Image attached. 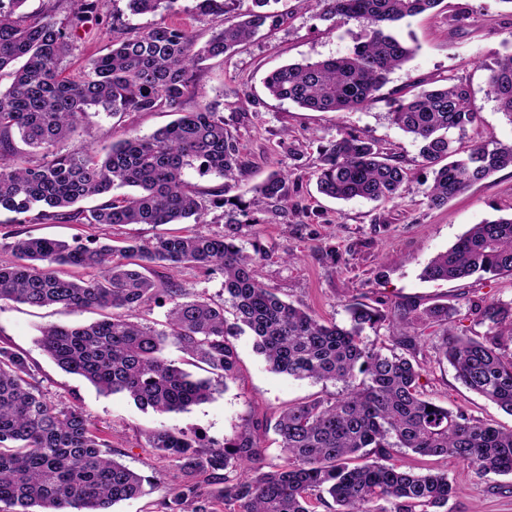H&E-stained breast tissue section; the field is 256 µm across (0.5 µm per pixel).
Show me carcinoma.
<instances>
[{
  "instance_id": "1",
  "label": "carcinoma",
  "mask_w": 512,
  "mask_h": 512,
  "mask_svg": "<svg viewBox=\"0 0 512 512\" xmlns=\"http://www.w3.org/2000/svg\"><path fill=\"white\" fill-rule=\"evenodd\" d=\"M28 0H0V72L13 81L0 89V210L15 224L60 221L89 226L205 224L206 207L189 171L232 179L245 167L224 115L211 105L182 112L199 65L223 56L263 29L280 26L281 0H252L244 19L224 24L235 0H198L215 20L200 44L165 21L177 0H127L133 15H151L137 30L120 14L108 17L112 45L75 76L62 75L72 32L99 19L107 0H54L47 13L22 11ZM326 20L362 27L344 56L282 66L264 79L268 93L312 112H349L367 106L415 49L391 29L437 8L442 0H313ZM499 108L512 120V54L488 78ZM167 109L177 118L149 136L126 133L105 153L61 154L66 140L94 110L122 117ZM391 121L419 142L433 168L426 198L440 208L472 185L512 167V142L459 145L477 113L467 87L447 83L391 103ZM318 191L342 201H392L406 179L401 165L361 135L348 133L320 150ZM289 174L279 169L255 187L254 202L213 192L212 206L227 209L218 233L172 232L149 240L94 247L3 233L12 259L0 262V302L31 307L91 308L112 315L89 325L41 328L42 349L68 373L99 391L125 393L143 409L178 413L208 400L212 379H194L166 354L174 346L221 382L238 374L234 337L248 331L270 369L297 379L340 383L344 392L281 412L273 429L282 464L267 462L259 425L224 445L207 447L175 427L147 436L145 447L174 460L178 471L157 512H432L448 502L453 482L444 472L415 473L390 462V449L419 456H452L487 475L512 474V429L453 412L423 397L416 353L421 337L413 319L352 300L349 324L324 320L281 300L259 280L268 258L243 229L262 223L258 205L288 216ZM99 196L90 210L76 204ZM185 266L218 270L224 301L191 296L175 279ZM163 267L161 284L150 277ZM512 275V215L470 228L424 268L429 281L474 274ZM170 305L163 328L130 321L127 314L152 301ZM233 309V321L225 307ZM490 329L512 334V302L477 307ZM388 323L392 347L364 342L366 328ZM442 356L470 390L512 415V358L494 338L481 342L444 329ZM112 441L77 406L57 407L36 383L27 359L0 346V512H111L144 493L145 477L119 462Z\"/></svg>"
}]
</instances>
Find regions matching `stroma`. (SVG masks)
<instances>
[{
	"instance_id": "obj_1",
	"label": "stroma",
	"mask_w": 512,
	"mask_h": 512,
	"mask_svg": "<svg viewBox=\"0 0 512 512\" xmlns=\"http://www.w3.org/2000/svg\"><path fill=\"white\" fill-rule=\"evenodd\" d=\"M285 18L272 33L259 34L237 51L207 61L194 74L195 90L182 111L212 104L224 115L225 127L238 141L246 164L231 182L230 195L251 200L253 188L280 167L292 170L299 183L290 187L292 200L316 213L313 221L296 223L264 214L254 231L270 258L259 270L260 279L283 300L327 319L344 323L345 304L367 297L380 309L413 305L418 310L447 306L454 310L457 333L485 340L490 330L475 310L478 302H512V275L471 276L449 282L420 277L425 265L447 250L473 225L512 214V168L471 186L432 208L425 190L433 179L423 166L418 145L394 125L389 101L420 84L428 89L447 82L468 87L478 114L468 127L465 144L512 142V119L500 111L489 92L488 77L502 55L512 52V5L506 0H443L438 9L403 20L397 38L416 52L376 94L372 103L352 112H308L270 97L263 86L266 74L284 64L317 61L348 53L358 41L360 28L322 20L318 9L305 0H282ZM73 52L64 60L66 73L77 72L88 59L111 43L109 25L94 20L79 26ZM169 111L132 112L122 122L89 114L72 137L60 145L63 153L88 148L102 150L131 130L149 135L168 124ZM354 133L376 142L401 162L407 172L399 198L390 202L354 199L339 202L316 189L319 148ZM23 232L89 244L92 239H149L163 226L129 224L96 229L84 224H26ZM96 310L70 312L58 306L32 308L0 303V346L22 352L46 396L61 406L82 407L94 425L112 440L121 461L149 476L148 495L118 502L113 512H154L171 495L176 483L172 460L146 448L147 434L161 426H175L199 435L204 444L220 445L255 421L275 422L286 407L338 396L342 384H322L272 372L253 348L250 336L235 341L239 372L236 380L216 391L206 402L180 413L143 410L123 394H106L81 376L61 369L38 343L48 324L80 325L100 319ZM416 330L424 339L417 357L427 398L450 410L512 428V415L468 390L455 369L438 358L443 328L422 321ZM393 463L417 472L448 473L454 493L439 512H512V474L482 475L446 457H422L405 448L391 451Z\"/></svg>"
}]
</instances>
